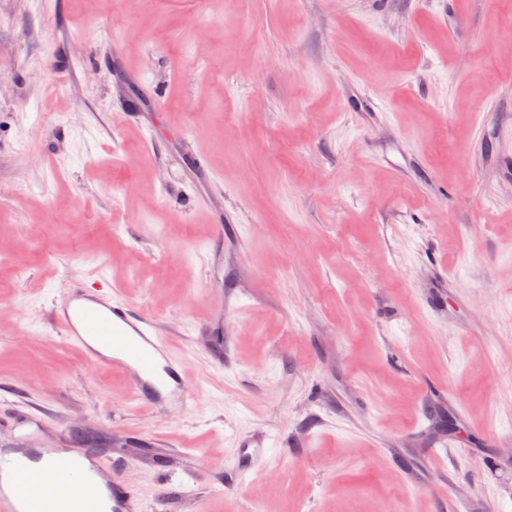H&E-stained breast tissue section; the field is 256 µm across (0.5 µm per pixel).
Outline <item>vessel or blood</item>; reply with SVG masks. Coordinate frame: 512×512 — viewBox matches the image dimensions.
Masks as SVG:
<instances>
[{
    "instance_id": "obj_1",
    "label": "vessel or blood",
    "mask_w": 512,
    "mask_h": 512,
    "mask_svg": "<svg viewBox=\"0 0 512 512\" xmlns=\"http://www.w3.org/2000/svg\"><path fill=\"white\" fill-rule=\"evenodd\" d=\"M54 332L79 347L92 365L127 374L146 404L187 407L185 372L156 320L107 294L71 288L51 313ZM81 512H144L138 491L100 455L89 465L62 457L56 448L0 449V512H55L60 500Z\"/></svg>"
}]
</instances>
